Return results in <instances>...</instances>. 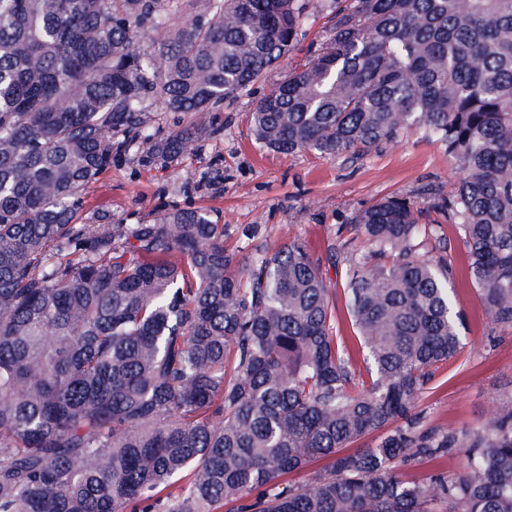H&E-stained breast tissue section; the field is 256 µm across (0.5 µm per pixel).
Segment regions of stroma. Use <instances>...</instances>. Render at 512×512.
I'll use <instances>...</instances> for the list:
<instances>
[{
    "label": "stroma",
    "mask_w": 512,
    "mask_h": 512,
    "mask_svg": "<svg viewBox=\"0 0 512 512\" xmlns=\"http://www.w3.org/2000/svg\"><path fill=\"white\" fill-rule=\"evenodd\" d=\"M323 18L310 19L297 50L282 58L257 85L220 114L221 136L194 143L171 168H144L129 160L88 186V207L113 221L137 224L172 208H202L233 229L257 226L267 251L299 236L323 257L340 225L353 213L387 196H410L424 221L439 226L455 261L456 308L465 326L457 356L440 368L419 407L429 426L478 427L498 402L512 396V328L493 325L468 281L456 229L435 198H447L460 171L436 142L410 134L354 162L311 152L277 154L256 143L251 112L257 97L287 78L308 47L323 36ZM328 284L340 280V265L325 261Z\"/></svg>",
    "instance_id": "stroma-1"
}]
</instances>
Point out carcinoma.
Returning <instances> with one entry per match:
<instances>
[{"instance_id":"carcinoma-1","label":"carcinoma","mask_w":512,"mask_h":512,"mask_svg":"<svg viewBox=\"0 0 512 512\" xmlns=\"http://www.w3.org/2000/svg\"><path fill=\"white\" fill-rule=\"evenodd\" d=\"M312 7L325 34L255 103L256 142L347 162L439 143L467 275L512 327V0H0V512H512V398L476 429L423 424L462 318L414 200H377L327 249L361 384L299 237L242 261L203 209L84 214L115 159L171 166L223 134ZM158 110L192 121L162 136ZM461 448L452 478L397 473ZM339 296L336 302V327L338 331V335L342 336L348 348H350L353 359L356 365V369L361 374V377L365 379V363L363 361L362 349L360 347L359 341L355 337L353 333V329L350 323V320L347 316L343 299L340 295L342 292L341 288H338Z\"/></svg>"}]
</instances>
